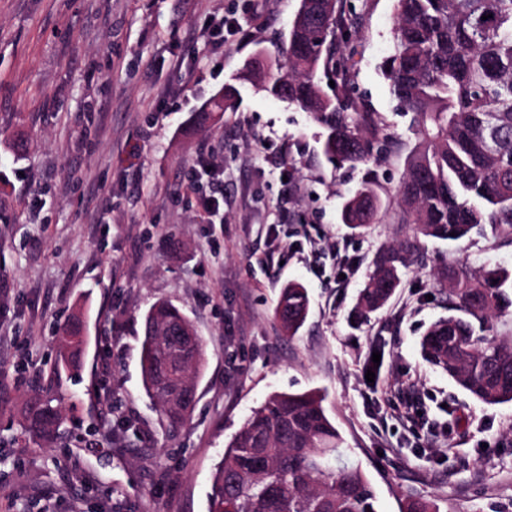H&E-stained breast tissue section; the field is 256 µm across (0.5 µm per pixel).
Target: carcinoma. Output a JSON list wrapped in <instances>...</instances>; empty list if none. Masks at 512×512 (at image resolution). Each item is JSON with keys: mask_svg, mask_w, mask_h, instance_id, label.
I'll list each match as a JSON object with an SVG mask.
<instances>
[{"mask_svg": "<svg viewBox=\"0 0 512 512\" xmlns=\"http://www.w3.org/2000/svg\"><path fill=\"white\" fill-rule=\"evenodd\" d=\"M328 27L322 48L309 33L290 32L288 74L274 77L265 91L310 114L326 133L324 152L344 163L378 157L389 139L376 112L346 98L322 93L317 72L347 89L355 45L353 24L316 2ZM491 15L484 20L482 16ZM392 51L382 63L394 99L413 114L418 143L399 193L404 221L426 237L460 241L486 224L512 228V0H395ZM377 203L364 181L342 208V221L355 228L374 222ZM409 247L380 253L365 280L357 314L381 308L400 284ZM450 279L456 308L475 314L512 307V275L478 279L465 267L442 273ZM307 291L299 284L282 290L275 317L294 336L306 313ZM75 316L59 339L56 361L42 393L20 410L28 442L54 441L64 423L63 376L79 367ZM195 326L173 304L158 300L144 316L140 368L146 395L169 427L183 426L194 404L197 379L207 364L201 336L176 338ZM424 358L461 389L487 404L512 402V345L473 335L470 324L450 316L423 336ZM317 391L275 393L255 409L224 449L215 468L210 512H377L376 497L361 468L337 463L342 437Z\"/></svg>", "mask_w": 512, "mask_h": 512, "instance_id": "obj_1", "label": "carcinoma"}]
</instances>
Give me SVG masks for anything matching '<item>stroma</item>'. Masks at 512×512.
Returning <instances> with one entry per match:
<instances>
[{
	"mask_svg": "<svg viewBox=\"0 0 512 512\" xmlns=\"http://www.w3.org/2000/svg\"><path fill=\"white\" fill-rule=\"evenodd\" d=\"M299 4L0 0V512H209L212 474L252 411L307 391L325 393L377 512L410 499L512 512V403L477 401L420 347L431 323L457 313L441 270L512 272V230L454 242L403 223L398 190L417 136L380 69L394 0H339L358 15L347 94L394 134L376 160L328 158L307 113L244 80L254 61L284 62ZM216 13L238 21L220 47L201 37ZM228 87L235 111L199 124ZM204 145L224 179L220 224L191 189ZM365 179L377 218L353 230L341 211ZM409 241L399 288L357 319L378 253ZM291 283L309 311L290 339L274 309ZM159 300L207 345L194 412L174 431L139 366ZM75 313L82 367L63 381L64 433L41 448L21 438L18 411Z\"/></svg>",
	"mask_w": 512,
	"mask_h": 512,
	"instance_id": "obj_1",
	"label": "stroma"
}]
</instances>
